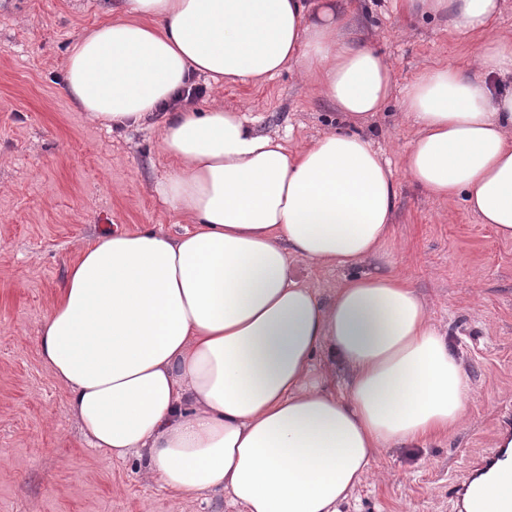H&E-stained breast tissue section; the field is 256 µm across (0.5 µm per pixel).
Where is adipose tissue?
Wrapping results in <instances>:
<instances>
[{
  "mask_svg": "<svg viewBox=\"0 0 512 512\" xmlns=\"http://www.w3.org/2000/svg\"><path fill=\"white\" fill-rule=\"evenodd\" d=\"M482 39L478 77L450 66L403 90L416 129L406 175L462 199L512 240V33L502 0H394ZM338 0H123L120 18L70 48L65 92L112 128L160 118L175 166L155 192L189 227L82 243L38 336L86 440L109 459L138 453L179 496L225 492L243 512H340L381 448L418 444L467 417L471 390L429 310L401 277L365 273L329 299L292 276L385 256L397 182L356 131L288 149L220 105L162 106L191 75L216 84L299 74L362 123L393 92L390 62L353 40ZM344 393L313 371L318 351Z\"/></svg>",
  "mask_w": 512,
  "mask_h": 512,
  "instance_id": "ef3b65f1",
  "label": "adipose tissue"
}]
</instances>
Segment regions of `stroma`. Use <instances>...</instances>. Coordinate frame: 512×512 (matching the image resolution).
<instances>
[{
  "instance_id": "stroma-1",
  "label": "stroma",
  "mask_w": 512,
  "mask_h": 512,
  "mask_svg": "<svg viewBox=\"0 0 512 512\" xmlns=\"http://www.w3.org/2000/svg\"><path fill=\"white\" fill-rule=\"evenodd\" d=\"M120 0H0V512H238L211 493L174 499L133 454L105 458L68 412L69 394L43 364L37 336L79 241L147 226L175 235L185 222L154 191L173 162L158 124L109 129L64 91L76 38L116 18ZM349 33L393 64V94L363 128L397 180L387 257L361 272L400 276L427 303L462 361L471 389L466 422L417 445L381 449L342 512H457L455 482L495 445L512 412V240L497 238L462 203L428 197L403 173L415 134L400 118L405 86L424 68L475 76L480 43L446 20L406 17L393 0H347ZM235 108L288 147L346 128L296 69L260 84L207 85L195 104Z\"/></svg>"
}]
</instances>
